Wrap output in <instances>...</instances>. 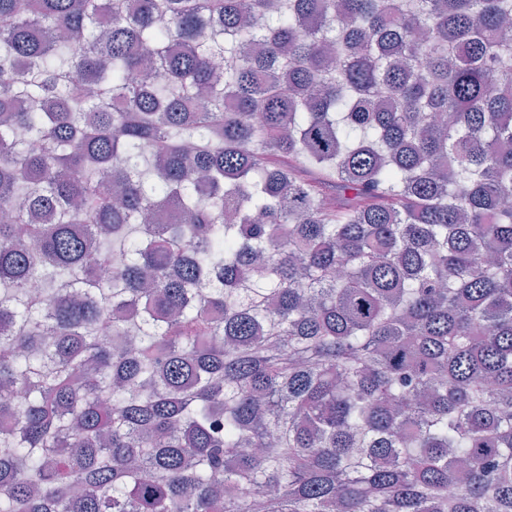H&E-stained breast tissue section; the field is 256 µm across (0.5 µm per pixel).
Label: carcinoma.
<instances>
[{
    "instance_id": "cac0c4a2",
    "label": "carcinoma",
    "mask_w": 512,
    "mask_h": 512,
    "mask_svg": "<svg viewBox=\"0 0 512 512\" xmlns=\"http://www.w3.org/2000/svg\"><path fill=\"white\" fill-rule=\"evenodd\" d=\"M1 17L0 512H512V0Z\"/></svg>"
}]
</instances>
